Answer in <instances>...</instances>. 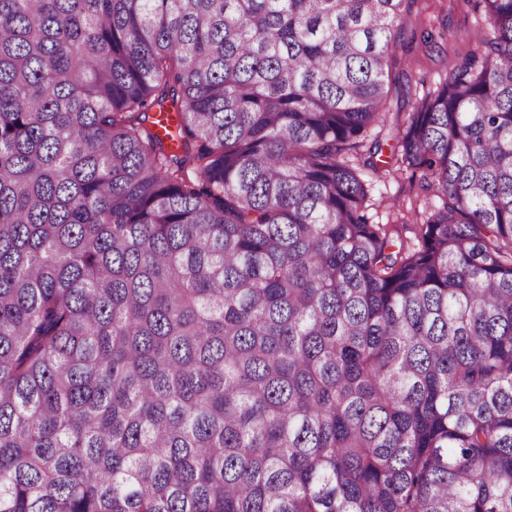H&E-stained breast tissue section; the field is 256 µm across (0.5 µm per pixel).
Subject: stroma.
I'll use <instances>...</instances> for the list:
<instances>
[{
	"label": "stroma",
	"mask_w": 512,
	"mask_h": 512,
	"mask_svg": "<svg viewBox=\"0 0 512 512\" xmlns=\"http://www.w3.org/2000/svg\"><path fill=\"white\" fill-rule=\"evenodd\" d=\"M485 25L467 0H412L408 7L404 33L395 48L398 87L380 127L382 150L372 156L367 147H360L354 160L359 167L371 158L378 166L377 172L365 175L370 223L393 225L404 242H414L418 224L440 200L401 165L395 135L407 125L416 100L433 92L462 58L476 50V34Z\"/></svg>",
	"instance_id": "stroma-1"
}]
</instances>
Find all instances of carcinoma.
<instances>
[{
    "label": "carcinoma",
    "instance_id": "cac0c4a2",
    "mask_svg": "<svg viewBox=\"0 0 512 512\" xmlns=\"http://www.w3.org/2000/svg\"><path fill=\"white\" fill-rule=\"evenodd\" d=\"M411 0H0V512H512V0L346 154ZM482 27H487L485 18L463 0H414L408 7L405 34L394 49L400 61L398 87L384 122L372 132L381 130L382 151L373 158L380 170L372 173L362 166L370 157L372 137L358 149L357 158H350L370 184L365 204L369 222L396 224L390 226L395 231L394 251L400 238L404 244L415 242L417 224L441 203L432 190L421 187L419 173L413 176L397 161L400 149L395 135L407 125L416 100L433 92L462 58L477 49L476 33Z\"/></svg>",
    "mask_w": 512,
    "mask_h": 512
}]
</instances>
